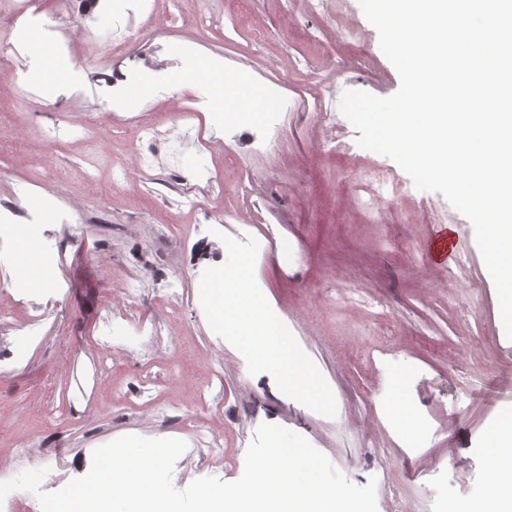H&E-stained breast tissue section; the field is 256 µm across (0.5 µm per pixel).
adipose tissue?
Masks as SVG:
<instances>
[{
  "label": "adipose tissue",
  "instance_id": "adipose-tissue-1",
  "mask_svg": "<svg viewBox=\"0 0 512 512\" xmlns=\"http://www.w3.org/2000/svg\"><path fill=\"white\" fill-rule=\"evenodd\" d=\"M387 422L402 442L419 440L425 430L418 408L402 394L384 406ZM485 448L484 466L493 480L480 503H467L460 512H512V410L503 411L485 427L482 436Z\"/></svg>",
  "mask_w": 512,
  "mask_h": 512
}]
</instances>
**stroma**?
<instances>
[{
    "instance_id": "35a3bbf8",
    "label": "stroma",
    "mask_w": 512,
    "mask_h": 512,
    "mask_svg": "<svg viewBox=\"0 0 512 512\" xmlns=\"http://www.w3.org/2000/svg\"><path fill=\"white\" fill-rule=\"evenodd\" d=\"M52 4L13 0L18 17L0 26V41L14 46L0 67V211L15 224H39L45 250L63 259L55 284L17 287L22 246L0 226V306L11 312L0 322V469L17 476L15 449L37 448L32 466L48 468L42 488L52 492L83 476L95 448L139 435L186 443L172 475L177 489L201 477L232 482L257 428L272 423L304 436L361 486L391 459L408 512H455L484 496L481 438L512 409V340L500 333L473 227L441 194L414 189L399 173L408 194L378 216L348 193L354 162L384 157L357 144L340 97L348 89L388 97L400 86L359 0H324L316 13L302 0H238L249 20L238 33L222 18L224 0H200L176 17L166 0H67L89 51L77 78L46 99L20 33L36 30L45 48L68 58ZM150 8L166 27L116 55L102 18L134 23ZM350 27L364 57L350 54ZM255 29L270 37L264 50L250 45ZM191 59L248 70L254 96L272 110L245 124L225 120L206 90L173 93L174 75ZM144 75L153 85L148 112L128 101ZM316 101L329 105L319 122L306 114ZM179 104L193 120L176 119ZM136 121L167 131L145 175L124 145ZM53 127L84 136L63 139L48 159L43 133ZM121 167L132 179L116 189L112 171ZM244 170L252 186L242 200ZM200 174L206 185L185 195ZM445 228L452 249L439 262L429 248ZM225 234L257 239L255 278L333 389L335 417L286 396L270 374L250 373L212 330L198 287L206 268L226 261ZM406 241L419 265L409 263ZM462 258L479 293L448 285ZM126 274L141 281L138 299L124 311L107 306L113 280ZM398 391L427 425L413 450L382 416ZM163 397L174 405L161 418L152 407ZM212 429L224 433L223 456L196 449L198 434Z\"/></svg>"
}]
</instances>
